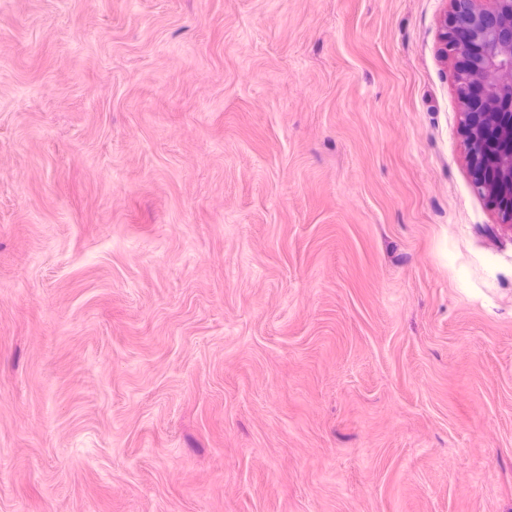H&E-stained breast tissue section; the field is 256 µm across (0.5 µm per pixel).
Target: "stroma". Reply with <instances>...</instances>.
I'll return each mask as SVG.
<instances>
[{
  "label": "stroma",
  "instance_id": "1",
  "mask_svg": "<svg viewBox=\"0 0 512 512\" xmlns=\"http://www.w3.org/2000/svg\"><path fill=\"white\" fill-rule=\"evenodd\" d=\"M446 9L0 0V512H512Z\"/></svg>",
  "mask_w": 512,
  "mask_h": 512
}]
</instances>
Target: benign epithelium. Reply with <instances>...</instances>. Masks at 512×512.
Here are the masks:
<instances>
[{
    "label": "benign epithelium",
    "instance_id": "7a95c632",
    "mask_svg": "<svg viewBox=\"0 0 512 512\" xmlns=\"http://www.w3.org/2000/svg\"><path fill=\"white\" fill-rule=\"evenodd\" d=\"M451 59L476 191L512 223V0H448Z\"/></svg>",
    "mask_w": 512,
    "mask_h": 512
}]
</instances>
